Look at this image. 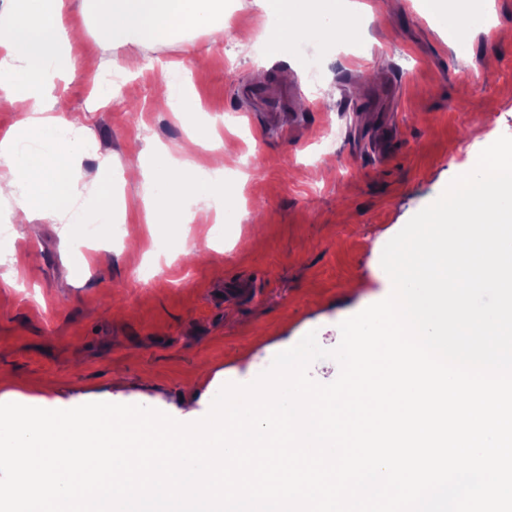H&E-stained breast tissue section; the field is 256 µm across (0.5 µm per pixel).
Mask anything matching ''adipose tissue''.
Masks as SVG:
<instances>
[{"label":"adipose tissue","mask_w":512,"mask_h":512,"mask_svg":"<svg viewBox=\"0 0 512 512\" xmlns=\"http://www.w3.org/2000/svg\"><path fill=\"white\" fill-rule=\"evenodd\" d=\"M98 35L109 44H191L203 34L211 47L223 46L228 35L224 0H98ZM278 23L263 32L266 41L295 48L303 42L329 44L357 33L359 20L344 0H256ZM63 0H15L0 13V102L20 112L16 128L0 138V202L18 214L55 224H108L109 200L93 213L73 209L81 189L65 173L91 132L79 118L53 113L45 95L48 79L58 69L56 59L68 35L61 23ZM181 64H164L155 80L161 90L158 105L184 120L194 111ZM203 135L189 133L178 153L168 148L151 155L150 175L143 185L145 221L173 228L175 251H186L187 227L196 223L193 203L217 197L223 165L199 168L194 157Z\"/></svg>","instance_id":"ef3b65f1"}]
</instances>
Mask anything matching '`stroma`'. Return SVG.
<instances>
[{
    "label": "stroma",
    "mask_w": 512,
    "mask_h": 512,
    "mask_svg": "<svg viewBox=\"0 0 512 512\" xmlns=\"http://www.w3.org/2000/svg\"><path fill=\"white\" fill-rule=\"evenodd\" d=\"M354 2L355 35L293 52L266 42L247 57L239 43L273 22L254 0H231L223 46L198 35L191 54L104 43L88 0H66L75 54L52 94L59 116L81 115L92 132L73 173L94 175L114 158V211L139 241L103 224L98 249L81 224L43 222L33 236L0 204V225L12 228L0 238V396L110 399L199 420L215 378L250 383L312 330L334 349L343 320L387 297L386 243L485 147L512 136V41L500 36L512 29V0H490L466 55L424 0ZM195 54L206 64L184 78L223 122L224 207L236 222L191 225L187 252L161 253L152 243L171 232L146 223L127 170L149 146L186 138L187 124L154 110L151 68ZM261 84L291 90V122L244 115ZM20 242L31 254L18 266ZM239 281L245 292L230 291Z\"/></svg>",
    "instance_id": "obj_1"
}]
</instances>
